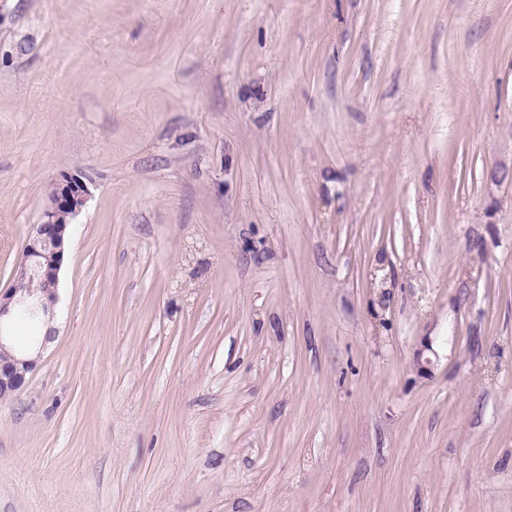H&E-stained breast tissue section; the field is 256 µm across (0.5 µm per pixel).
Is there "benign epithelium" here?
<instances>
[{
  "instance_id": "benign-epithelium-1",
  "label": "benign epithelium",
  "mask_w": 512,
  "mask_h": 512,
  "mask_svg": "<svg viewBox=\"0 0 512 512\" xmlns=\"http://www.w3.org/2000/svg\"><path fill=\"white\" fill-rule=\"evenodd\" d=\"M87 196V185L76 176H65L54 183L50 204L42 222L33 226L24 259L16 269L18 287L0 292V328L20 306L44 315L47 320L51 318L57 301L59 272L67 257V230L71 220L84 208ZM39 360L38 355L24 358L9 352L0 332L1 400L17 395L25 387Z\"/></svg>"
}]
</instances>
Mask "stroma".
Here are the masks:
<instances>
[{
	"label": "stroma",
	"mask_w": 512,
	"mask_h": 512,
	"mask_svg": "<svg viewBox=\"0 0 512 512\" xmlns=\"http://www.w3.org/2000/svg\"><path fill=\"white\" fill-rule=\"evenodd\" d=\"M66 174L0 512H512V0H0L1 291Z\"/></svg>",
	"instance_id": "obj_1"
}]
</instances>
